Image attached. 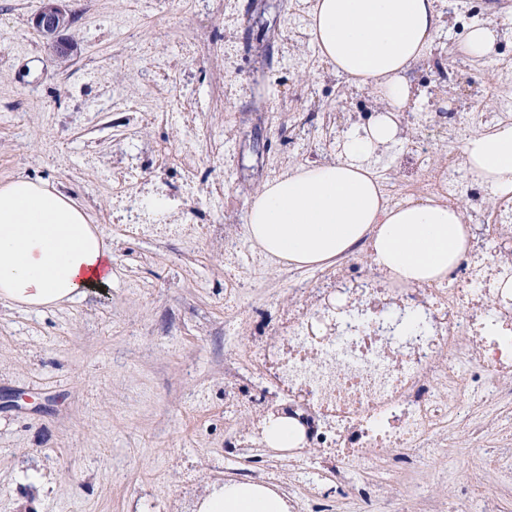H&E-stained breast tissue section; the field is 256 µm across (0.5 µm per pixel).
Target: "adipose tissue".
Returning a JSON list of instances; mask_svg holds the SVG:
<instances>
[{"instance_id": "ef3b65f1", "label": "adipose tissue", "mask_w": 512, "mask_h": 512, "mask_svg": "<svg viewBox=\"0 0 512 512\" xmlns=\"http://www.w3.org/2000/svg\"><path fill=\"white\" fill-rule=\"evenodd\" d=\"M440 28L437 0H314L309 31L320 57L384 107L348 129L335 160L295 167L266 181L247 213L262 250L298 268L329 267L355 247L410 285L440 284L468 250L457 207L432 200L388 205L371 165L400 139L411 102L405 74L427 58ZM463 166L501 199H512V124L468 136ZM112 254L83 210L47 183H0V298L41 310L104 288ZM198 512H288L270 488L227 482Z\"/></svg>"}]
</instances>
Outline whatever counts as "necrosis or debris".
<instances>
[{
    "label": "necrosis or debris",
    "instance_id": "obj_1",
    "mask_svg": "<svg viewBox=\"0 0 512 512\" xmlns=\"http://www.w3.org/2000/svg\"><path fill=\"white\" fill-rule=\"evenodd\" d=\"M442 287L408 285L387 271L344 262L314 308L289 315L271 340L288 353L280 366L242 373L228 367L233 396L271 409L301 397L311 448L349 463L365 452L424 453L461 394L486 401L512 374V230L498 233V261L481 254L485 224Z\"/></svg>",
    "mask_w": 512,
    "mask_h": 512
}]
</instances>
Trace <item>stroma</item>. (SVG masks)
<instances>
[{
	"label": "stroma",
	"mask_w": 512,
	"mask_h": 512,
	"mask_svg": "<svg viewBox=\"0 0 512 512\" xmlns=\"http://www.w3.org/2000/svg\"><path fill=\"white\" fill-rule=\"evenodd\" d=\"M66 5L76 49L63 62L31 25L41 0H0V182L40 179L72 197L112 250V284L42 312L0 300V396L14 400L0 406V512H196L229 481L287 486L298 512H388L393 500L512 512V397L465 405L429 453L366 455L340 483L320 450L224 451L257 417L225 396V366L250 367L257 327L279 324L294 282L333 273L253 268L243 217L264 182L332 159L381 104L321 59L310 0ZM438 9L431 54L407 72L415 104L401 138L373 165L404 204L460 165L457 131L496 123L512 101L499 73L512 62V0ZM490 22L495 54L469 57L468 30ZM453 203L469 224L502 211L476 181ZM232 272L243 283L233 297Z\"/></svg>",
	"instance_id": "1"
}]
</instances>
